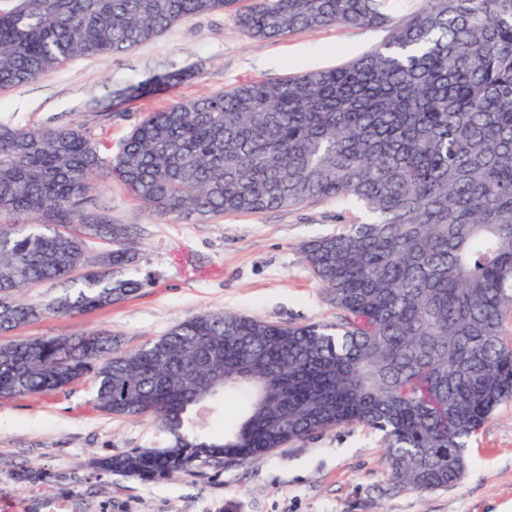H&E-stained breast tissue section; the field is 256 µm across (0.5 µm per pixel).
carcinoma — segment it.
<instances>
[{
  "instance_id": "carcinoma-1",
  "label": "carcinoma",
  "mask_w": 512,
  "mask_h": 512,
  "mask_svg": "<svg viewBox=\"0 0 512 512\" xmlns=\"http://www.w3.org/2000/svg\"><path fill=\"white\" fill-rule=\"evenodd\" d=\"M238 2L0 0V90L216 11H235L246 34L266 39L388 31L336 67L149 112L114 155L81 126L0 122V216L59 226L0 225V333L43 316L17 298L34 283L83 271L52 306L65 317L141 287L98 270L133 260L124 228L92 207L102 174L163 217L359 204L369 220L302 248L335 319L287 325L204 312L130 350L103 332L0 343V397L89 380L100 411L151 416L164 445L98 462L143 481L195 476L361 424L382 435L390 490L453 486L470 441L512 402V0H423L398 21L393 0H250L243 11ZM178 80L154 75L134 89L141 96ZM96 242L107 246L98 266ZM240 391L251 400L234 431L196 425L202 407Z\"/></svg>"
}]
</instances>
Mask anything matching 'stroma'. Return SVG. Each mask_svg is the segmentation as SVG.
I'll return each instance as SVG.
<instances>
[{"label": "stroma", "instance_id": "obj_1", "mask_svg": "<svg viewBox=\"0 0 512 512\" xmlns=\"http://www.w3.org/2000/svg\"><path fill=\"white\" fill-rule=\"evenodd\" d=\"M385 36L381 29L326 28L266 40L245 34L230 11L191 16L124 54L75 58L34 83L0 91V122L81 125L115 149L146 113L253 78L331 67ZM178 70L186 76L168 91L101 107L118 89ZM93 198L113 223L128 225L135 261L117 275L139 280V290L74 318L46 314L12 339L99 330L134 349L201 312L295 325L336 315L301 248L360 218L356 205L310 200L206 221L162 217L107 178ZM162 440L151 416L115 418L95 409L88 382L0 399V512H49L62 501L67 512H512V403L472 440L462 481L434 492L387 494L382 436L357 424L193 477L145 482L95 465Z\"/></svg>", "mask_w": 512, "mask_h": 512}]
</instances>
